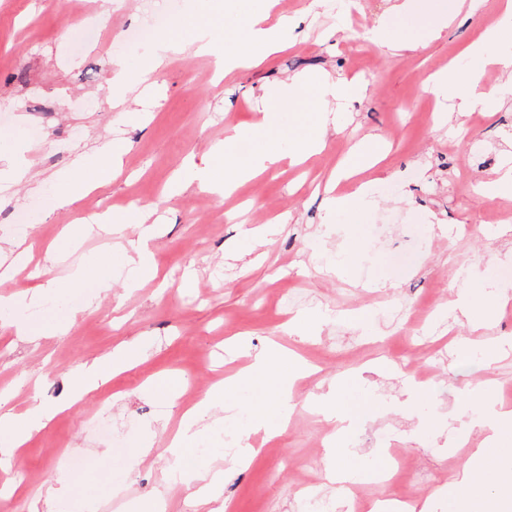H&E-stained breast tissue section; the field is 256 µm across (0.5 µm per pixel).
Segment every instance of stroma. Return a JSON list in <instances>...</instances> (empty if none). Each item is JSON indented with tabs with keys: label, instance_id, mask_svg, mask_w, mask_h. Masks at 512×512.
Returning a JSON list of instances; mask_svg holds the SVG:
<instances>
[{
	"label": "stroma",
	"instance_id": "1",
	"mask_svg": "<svg viewBox=\"0 0 512 512\" xmlns=\"http://www.w3.org/2000/svg\"><path fill=\"white\" fill-rule=\"evenodd\" d=\"M81 0H0V140L22 142L36 179L69 168L96 139L121 138L122 166L112 181L84 197L76 211L51 210V190L0 182V239L28 235L35 262L62 247L48 276L7 281L10 294L65 286L62 305L32 310L37 321L69 319L66 333L31 341L0 329V392L13 412L32 400L55 405L68 394L67 371L114 349L140 345L129 370L58 413L12 458L0 459V484L13 488L0 512H34L56 481L93 500L94 512H149L163 493L165 512H186L184 484L169 485L166 469L140 457L145 431L165 448L186 405V391L202 398L217 377L247 367L252 354L275 340L316 373L290 393L294 410L282 436L249 433L259 450L246 468L231 467L224 446L221 407L206 416L201 468L223 470L232 512H310L327 502L348 512L355 495L369 502L428 496L452 485L458 463L454 442L469 447L484 434L471 427L472 408L462 395L484 386L512 385V301L485 319L483 301L502 282L512 283V197L488 198L471 186L505 160L512 139V108L465 115L425 87L428 75L448 64L466 70L463 47L495 23L500 0H466L439 38L414 52L395 54L367 39L388 0H277L275 13L297 15L287 46L256 67L218 79L211 57L192 50L172 57L157 77L152 99L113 108V61L129 71L150 52L131 47V35L155 17L178 16L190 41L195 25L239 41L251 0H121L111 14L82 13ZM333 73L366 84L362 101L344 103V126L329 132L323 152L293 166L281 162L222 197L190 187L173 195L190 163L230 136L260 153L254 133L264 96L294 75L320 80ZM382 136L387 156L366 178H378L375 204L337 214L324 227L327 184L336 166L353 160L367 135ZM112 209L156 208L158 231L148 244L155 277L129 285L120 268V236L101 231L63 244L74 217H91L92 200ZM289 215L288 225L255 243L244 234ZM441 231L431 232L428 216ZM111 255L112 286L100 290L69 282L77 267ZM479 288L469 317L453 305ZM481 339L503 341L507 355L493 368L482 357L458 355ZM429 374L425 398L411 395L412 372ZM348 381L354 426L344 441L347 461L361 476L354 488L333 482L325 466V426L309 407L331 380ZM167 380L170 394H152ZM443 429L418 431L426 419ZM398 451L406 477L378 484L390 451ZM92 459L76 472L71 462Z\"/></svg>",
	"mask_w": 512,
	"mask_h": 512
}]
</instances>
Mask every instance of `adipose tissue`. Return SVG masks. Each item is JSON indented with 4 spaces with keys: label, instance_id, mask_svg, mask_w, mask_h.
I'll use <instances>...</instances> for the list:
<instances>
[{
    "label": "adipose tissue",
    "instance_id": "1",
    "mask_svg": "<svg viewBox=\"0 0 512 512\" xmlns=\"http://www.w3.org/2000/svg\"><path fill=\"white\" fill-rule=\"evenodd\" d=\"M273 0H257L251 11L249 23L241 48L232 52L223 51L221 42L211 31L197 29L193 44L201 55H216L224 58L225 74L250 66L258 58L275 52L284 32L296 26L294 17L282 15L270 20ZM460 12L458 0H394L386 17L373 27L370 36L388 49L403 52L423 47L425 38H437L447 30ZM406 17H415L425 24V37L405 35L399 39H389L388 33L395 23ZM182 27L181 20L171 21L168 29L159 31L153 44V64L140 73H130L122 63H114L112 77V98L116 105H123L128 95L142 94L152 89L165 59L181 52L182 45L176 39ZM465 54L471 60L467 71L460 72L445 68L430 75L427 82L436 97L454 103L459 111L479 110L490 112L506 101L512 100V0H504L499 20L487 27L480 39L468 45ZM497 64L508 73V80L490 92L480 89L484 66ZM318 91L323 102L336 99L355 101L361 99L365 88L361 83L349 81L338 75L324 77L320 84H313L306 76L289 78L282 84L276 96L266 103L259 130L266 131L274 125L283 102H297L307 99L311 91ZM122 147L109 141L95 149L83 153L74 165L64 171L54 173L53 180L58 189L53 194V209L72 207L91 189L103 186L120 166ZM283 157L279 147L267 143L262 153L242 161L233 155H225L223 165L207 163L194 169V180L202 190L213 194L231 193L239 182L255 177L258 173L277 165ZM151 207L134 206L122 211H106L96 216L97 226L121 233L127 229H137L138 235L129 239L125 251V265L129 281H137L151 275L150 256L146 247L148 239L154 236L157 227L150 224ZM55 282L38 292L20 297L0 294V327L14 328L19 336H43L62 331V323L55 321L34 322L27 318L28 310L35 309L47 301L54 293ZM139 352L133 348H119L90 365H80L68 374V401L77 403L89 392L100 387L113 375L133 366ZM252 371L271 373L278 377V390L267 404L254 409L250 414L249 427L259 431L268 429L271 419L287 421L290 410L289 379L291 374L304 373V365L297 360H289L287 354L273 348L257 353L251 365ZM218 401L214 393H207L198 405L187 409L181 417V429L169 442L167 448L152 452L142 448V456L157 455L164 461L170 478L176 482H188L195 476L194 459L189 454V446L198 438L200 417ZM9 398L0 395V453L13 455L35 432L46 428L58 414V407L33 401L27 411L14 413L8 406ZM476 427L484 431L483 447L473 449L456 486L461 494L450 497L449 512H512V469L504 467L503 455L496 449L508 434L512 433V410L498 407L490 393H483L481 409L473 417ZM497 472L498 482L493 489H485V475Z\"/></svg>",
    "mask_w": 512,
    "mask_h": 512
}]
</instances>
